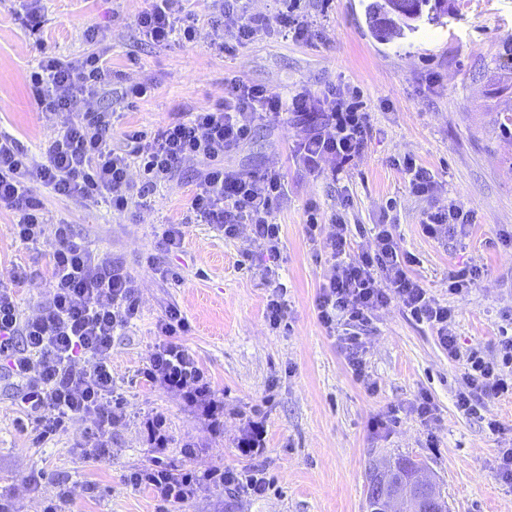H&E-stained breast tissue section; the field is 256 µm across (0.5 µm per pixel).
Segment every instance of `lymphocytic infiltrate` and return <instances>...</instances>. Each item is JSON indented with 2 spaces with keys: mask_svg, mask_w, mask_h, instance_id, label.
Masks as SVG:
<instances>
[{
  "mask_svg": "<svg viewBox=\"0 0 512 512\" xmlns=\"http://www.w3.org/2000/svg\"><path fill=\"white\" fill-rule=\"evenodd\" d=\"M209 2L212 43L225 54L269 29L296 39L310 35L309 23L291 4L273 15H242L228 31L224 0ZM197 20L195 12L185 10L183 0H148L136 26L140 37L154 45L191 43ZM110 76L101 50L71 59L46 55L32 73L38 106L70 113L71 119L50 141L41 161L14 141L0 140V208L15 214V233L22 243H37L45 235L36 187L87 205L104 198L121 213L131 203V162L142 168L143 189L149 192L167 182L183 161L194 159L204 166L190 201L197 220L220 226L228 237L240 226H249L274 258L280 254V237L272 216L275 204L288 192L285 180L276 170L260 175L225 170V154L247 141L259 124L289 114L309 128L300 143L303 163L318 171L329 161L338 170L362 155L371 130L368 113L349 89L335 86L315 100L298 94L286 101L261 86L232 80L224 85L222 105L200 108L152 135L126 130V146L117 149L112 145L111 112L87 106ZM330 221L335 226L329 240L334 272L322 288L318 318L338 332L357 378L365 376L361 328L377 308L396 302L435 330L450 358H466V389L457 396L459 408L474 414L478 401L512 392V336H502L498 357L462 355L448 329L451 307L437 302L410 276L416 258L399 252L390 225H377L374 249L351 258L346 254L349 229L342 214H333ZM55 238L46 277L50 295L38 315L22 317L16 289L0 283V359L6 363L1 376L16 387L18 404L43 433L63 431L77 418L95 417L97 429L82 456L98 462L108 452L112 423V337L138 317L137 284L121 267L72 241L67 225L57 224ZM158 328L162 340L148 357L145 380L175 392L211 425H219L223 401L216 399L194 357L175 341L188 331L187 319L172 308ZM128 482L148 488L166 512L190 501L204 482L234 487L252 497L263 496L269 487L257 469L246 472L216 465L199 473L169 468L158 457L131 472Z\"/></svg>",
  "mask_w": 512,
  "mask_h": 512,
  "instance_id": "lymphocytic-infiltrate-1",
  "label": "lymphocytic infiltrate"
}]
</instances>
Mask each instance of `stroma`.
Returning a JSON list of instances; mask_svg holds the SVG:
<instances>
[{
    "mask_svg": "<svg viewBox=\"0 0 512 512\" xmlns=\"http://www.w3.org/2000/svg\"><path fill=\"white\" fill-rule=\"evenodd\" d=\"M370 2L299 0L314 38L262 33L222 55L210 48L212 25L205 19L194 43L144 42L135 21L146 0H45L34 28L19 17L16 0H0V136L30 156L41 157L69 115L43 113L28 75L43 54L67 59L95 51L86 38L91 28L107 36L115 77L89 107L117 112L114 145H122L126 127L152 134L192 110L222 103L230 79L286 98L315 99L327 87L344 86L358 92L372 125L361 157L335 177L299 164L300 130L291 122L259 125L226 154V168L276 169L284 176L288 195L273 213L281 226L273 261L248 230L228 237L216 225L197 223L189 203L200 166L191 160L158 187L149 207L122 214L38 190L47 228L35 246L20 244L14 215L0 210V282L24 273L18 286L23 316H35L49 294L45 272L61 222L73 241L138 283L139 316L112 338L119 403L112 409L109 459L92 465L80 455L94 418L39 439L13 388L0 382V488L20 512H42L63 487L69 512H156L152 493L126 482L152 459L156 418L169 439L162 459L172 467L259 468L271 483L259 498L204 483L182 512H366L369 461L397 453L427 465L449 512H512V481L494 470L498 449L512 448V397L486 402L478 415L461 411L456 396L464 388V361L450 359L428 324L396 302L374 311L361 331L367 379L358 381L338 335L317 313L332 272L329 217L339 210L349 226L351 256L372 245L374 225H392L399 248L417 259L411 276L452 308L449 327L463 348L490 355L502 332L512 333V134L496 121L512 110V0H454L447 16L419 19L392 38L374 34ZM137 82L147 84L146 95L124 98ZM408 155L428 169L437 193L412 192L397 166ZM449 204L468 214L469 232L427 236V214ZM312 205L319 228L311 237ZM166 224L181 225L179 249L164 242ZM268 264L286 290L287 314L277 329L264 315L272 293L262 275ZM474 267L481 273L469 288L449 294V274ZM164 268L169 276H161ZM172 307L189 322L180 343L224 400L219 430L141 374L159 341L157 323ZM424 393L434 401L430 422L412 410ZM492 421L499 432L489 430ZM251 422L264 440L246 454L242 439Z\"/></svg>",
    "mask_w": 512,
    "mask_h": 512,
    "instance_id": "35a3bbf8",
    "label": "stroma"
}]
</instances>
